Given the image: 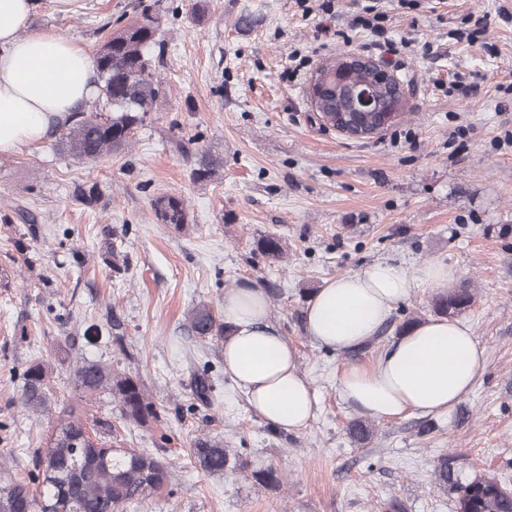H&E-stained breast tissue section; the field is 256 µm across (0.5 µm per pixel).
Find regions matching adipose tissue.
<instances>
[{"instance_id":"obj_1","label":"adipose tissue","mask_w":512,"mask_h":512,"mask_svg":"<svg viewBox=\"0 0 512 512\" xmlns=\"http://www.w3.org/2000/svg\"><path fill=\"white\" fill-rule=\"evenodd\" d=\"M34 0H0V155L41 142L97 95L92 59L74 42L31 31ZM452 278L436 261L409 276L387 262L330 279L304 310L306 333L338 353L365 346L414 288L441 290ZM224 371L266 424L304 430L318 398L299 371L298 350L269 324L263 288L245 280L224 290ZM484 349L470 326L432 317L396 336L371 363L341 373L339 398L356 415L396 421L447 413L473 389Z\"/></svg>"}]
</instances>
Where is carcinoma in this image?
Instances as JSON below:
<instances>
[{
	"mask_svg": "<svg viewBox=\"0 0 512 512\" xmlns=\"http://www.w3.org/2000/svg\"><path fill=\"white\" fill-rule=\"evenodd\" d=\"M156 18L145 9L140 18L112 34L96 50L93 63L99 93L89 112L62 128L60 144L73 158L97 162L127 149L162 92L153 51L159 45ZM221 161L203 152L192 170L193 179L209 181ZM157 219L180 229L188 223L184 202L162 195L153 202ZM256 250L271 260L283 257L281 240L265 235ZM476 299L471 285L453 288L435 297L433 311L453 318L470 308ZM190 327L202 339L224 338V324L210 306L200 304L190 316ZM74 387L84 393L106 391L118 409L121 422L149 429L159 420L155 402L139 378L117 372L97 362H84L73 371ZM51 387L45 368L30 364L23 372L22 405L38 411L50 401ZM349 434L358 443L371 439V425L354 420ZM192 455L207 473H240L248 460L238 450L200 440ZM467 459L456 452L440 455L434 471L439 489L453 496L456 512H512V488L495 475L466 472ZM35 480L32 488L21 480H0V512H125L164 490L169 465L154 454L122 448L106 437L87 430L77 416L61 419L42 451L34 455ZM255 482L270 490L284 485V472L274 466L252 472Z\"/></svg>",
	"mask_w": 512,
	"mask_h": 512,
	"instance_id": "obj_1",
	"label": "carcinoma"
}]
</instances>
